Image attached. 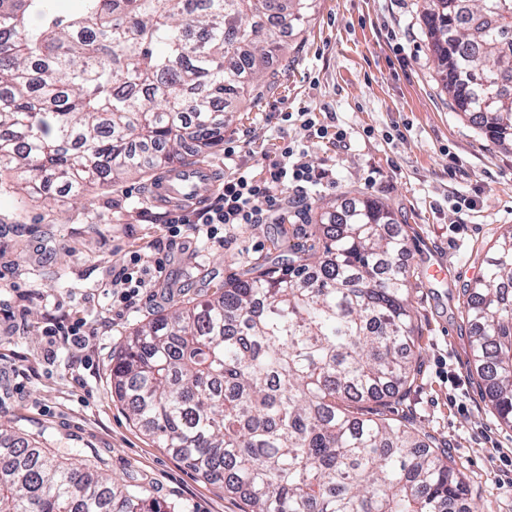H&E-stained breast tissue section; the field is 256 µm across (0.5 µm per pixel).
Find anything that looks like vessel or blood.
<instances>
[{
  "instance_id": "1",
  "label": "vessel or blood",
  "mask_w": 512,
  "mask_h": 512,
  "mask_svg": "<svg viewBox=\"0 0 512 512\" xmlns=\"http://www.w3.org/2000/svg\"><path fill=\"white\" fill-rule=\"evenodd\" d=\"M219 182L204 164L174 166L162 171L151 187L155 205L168 209L195 208L207 204L217 193Z\"/></svg>"
}]
</instances>
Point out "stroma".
Listing matches in <instances>:
<instances>
[{
    "mask_svg": "<svg viewBox=\"0 0 512 512\" xmlns=\"http://www.w3.org/2000/svg\"><path fill=\"white\" fill-rule=\"evenodd\" d=\"M422 0H313L276 59L279 79L259 102L237 105L223 149L206 159L217 177L235 165L266 172L284 144L329 176L284 190L259 223L224 233L217 244L171 238L168 210L151 204V177L133 176L52 202L0 192V425L37 436L42 447L121 483L145 487L179 512H246L245 500L204 478L131 419L112 392V357L135 328L180 302L209 298L225 278L295 247L320 244L329 202L369 196L383 203L408 238L405 265L421 354L415 380L388 401L387 417L431 435L465 475L477 512H512V470L488 457L512 449L468 366L464 291L488 248L512 228V150L488 142L458 112L424 34ZM316 125L346 129L339 147L311 135ZM475 209H457L458 196ZM161 260L164 272L130 304L112 301L109 282L131 251ZM445 274L432 275L433 267ZM58 317L97 329L85 350L47 336Z\"/></svg>",
    "mask_w": 512,
    "mask_h": 512,
    "instance_id": "35a3bbf8",
    "label": "stroma"
}]
</instances>
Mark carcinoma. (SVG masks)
<instances>
[{"label": "carcinoma", "instance_id": "carcinoma-1", "mask_svg": "<svg viewBox=\"0 0 512 512\" xmlns=\"http://www.w3.org/2000/svg\"><path fill=\"white\" fill-rule=\"evenodd\" d=\"M0 0V169L53 198L96 180L192 165L224 143L231 105L277 82L271 60L311 0ZM458 111L512 147V0H425ZM301 248L158 315L113 358L133 419L248 512H472L432 437L381 407L414 381L407 238L363 200L320 215ZM464 314L482 393L512 427V229ZM0 512H175L0 427Z\"/></svg>", "mask_w": 512, "mask_h": 512}]
</instances>
